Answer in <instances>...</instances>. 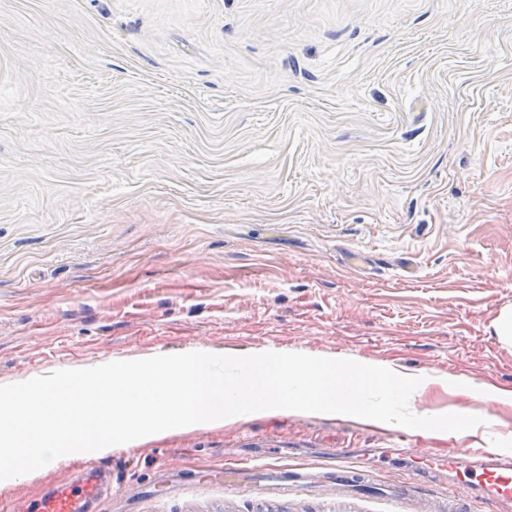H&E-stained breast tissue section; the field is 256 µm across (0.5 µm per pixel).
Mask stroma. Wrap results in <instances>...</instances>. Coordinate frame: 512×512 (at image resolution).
Segmentation results:
<instances>
[{
	"label": "stroma",
	"mask_w": 512,
	"mask_h": 512,
	"mask_svg": "<svg viewBox=\"0 0 512 512\" xmlns=\"http://www.w3.org/2000/svg\"><path fill=\"white\" fill-rule=\"evenodd\" d=\"M512 0H0V383L159 352L420 378L464 434L242 417L99 459L94 512H420L512 460ZM405 448L410 459L379 455ZM366 465L416 497L232 488ZM77 460L0 489L36 512ZM263 475L267 476L266 481L271 482L270 485L276 489L289 490L309 484L304 473L292 469H288L287 472L277 468H267Z\"/></svg>",
	"instance_id": "1"
}]
</instances>
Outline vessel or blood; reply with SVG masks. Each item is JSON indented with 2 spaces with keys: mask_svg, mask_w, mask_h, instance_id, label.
I'll return each mask as SVG.
<instances>
[{
  "mask_svg": "<svg viewBox=\"0 0 512 512\" xmlns=\"http://www.w3.org/2000/svg\"><path fill=\"white\" fill-rule=\"evenodd\" d=\"M460 488L475 489L481 494L486 512H498L500 505L512 500V464L495 458L454 470ZM268 482L274 488L289 490L306 485L304 473L296 470L266 469ZM107 488L99 478L96 466H88L78 485H61L41 495L37 512H89L91 503L99 501Z\"/></svg>",
  "mask_w": 512,
  "mask_h": 512,
  "instance_id": "vessel-or-blood-1",
  "label": "vessel or blood"
}]
</instances>
